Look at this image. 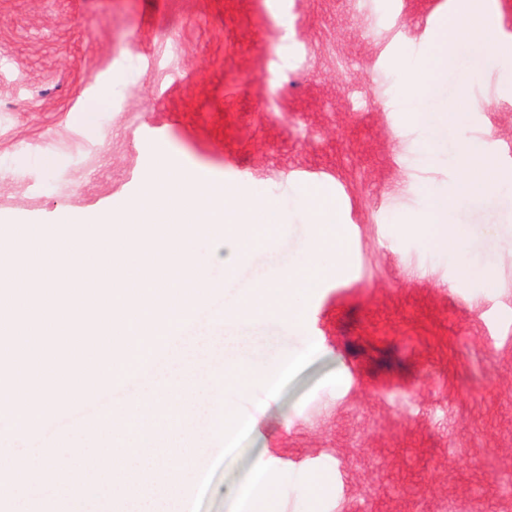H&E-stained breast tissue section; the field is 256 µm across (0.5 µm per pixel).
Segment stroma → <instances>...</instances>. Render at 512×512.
Masks as SVG:
<instances>
[{"instance_id":"stroma-1","label":"stroma","mask_w":512,"mask_h":512,"mask_svg":"<svg viewBox=\"0 0 512 512\" xmlns=\"http://www.w3.org/2000/svg\"><path fill=\"white\" fill-rule=\"evenodd\" d=\"M460 0H0V225L61 215L88 222L127 211L169 155L284 209L249 278L287 266L310 225L291 206L316 185L338 196L349 272L309 299L302 332L268 317L252 335L284 357L304 337L319 356L285 388L231 396L257 415L250 439L218 469L202 512H230L247 473L270 459L279 512H512V194L460 204L472 258L491 290L460 286L447 253L392 223L451 188L447 159H428L401 109L399 46L423 53ZM435 83L467 111L512 172V91L481 54ZM91 121H83L86 107ZM166 144L169 153L157 152ZM105 424L51 447L62 473ZM322 495L307 499L304 480Z\"/></svg>"}]
</instances>
